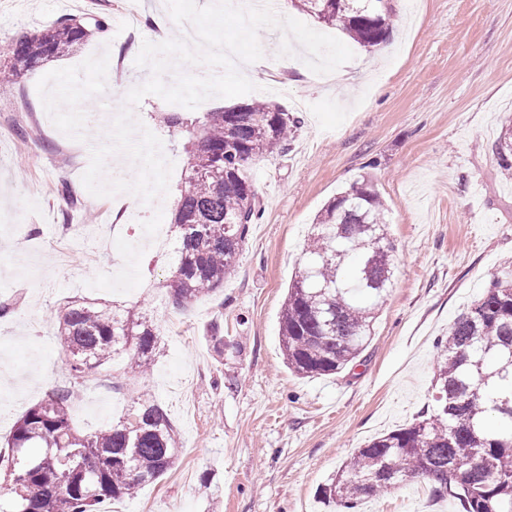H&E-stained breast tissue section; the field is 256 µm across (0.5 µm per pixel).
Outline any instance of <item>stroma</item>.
Listing matches in <instances>:
<instances>
[{"instance_id": "1", "label": "stroma", "mask_w": 512, "mask_h": 512, "mask_svg": "<svg viewBox=\"0 0 512 512\" xmlns=\"http://www.w3.org/2000/svg\"><path fill=\"white\" fill-rule=\"evenodd\" d=\"M138 28L122 25L129 10ZM168 0H0V67L22 34L71 15L118 21L69 55L0 84V441L32 404L64 380L55 312L70 300L138 307L162 334L153 368L130 379L115 358L80 388L73 422L93 432L152 393L179 432L172 470L108 512H322L318 491L374 437L432 412L436 343L512 267V179L491 151L512 122V0H398L386 44L353 45L341 80L314 79L295 48L272 60L279 29L258 33L262 100L299 117L286 154L251 172L262 217L235 273L212 297L178 310L141 292L161 287L171 259L147 251L144 230L170 224L188 173L185 140L162 122L173 106L149 95L134 117L173 162L167 196L143 202L91 195V151L106 145L127 92L149 68L135 59L156 41L148 20ZM83 106L56 105V96ZM385 204L393 277L358 361L339 374L302 378L283 362L279 325L288 285L322 207L360 177ZM224 331V354L206 336ZM360 512H463L406 482Z\"/></svg>"}]
</instances>
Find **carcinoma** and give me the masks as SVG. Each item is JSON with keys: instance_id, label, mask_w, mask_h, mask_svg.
Returning <instances> with one entry per match:
<instances>
[{"instance_id": "carcinoma-1", "label": "carcinoma", "mask_w": 512, "mask_h": 512, "mask_svg": "<svg viewBox=\"0 0 512 512\" xmlns=\"http://www.w3.org/2000/svg\"><path fill=\"white\" fill-rule=\"evenodd\" d=\"M298 10L375 49L390 33L394 0H292ZM105 28L94 16L68 18L9 46L4 77L19 76L63 55ZM168 130L190 135L189 174L174 219L179 246L166 297L176 309L224 287L236 268L250 225L261 217L251 176L258 157L289 149L298 118L253 101L208 112L190 126L182 113L163 117ZM512 178V125L492 144ZM384 202L367 179L328 201L305 248L303 272L288 287L280 322L282 355L302 378L338 374L371 337L392 280L394 245L383 221ZM58 347L68 384L31 406L0 450V469L22 475L0 512H103L113 500L169 472L181 448L176 427L148 393L129 418L95 432L77 429L70 405L75 388L116 356L136 376L154 362L159 334L134 309L94 303L57 311ZM441 360L434 414L357 449L329 483L322 503L357 512L362 501L417 480L463 512H512V269L493 275L482 297L438 341Z\"/></svg>"}]
</instances>
